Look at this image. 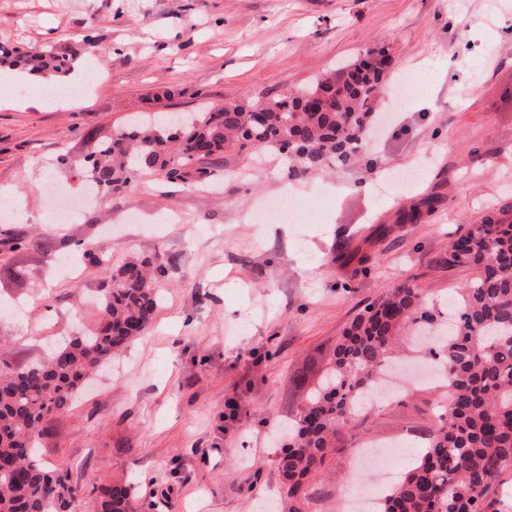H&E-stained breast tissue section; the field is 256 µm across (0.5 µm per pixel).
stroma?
Listing matches in <instances>:
<instances>
[{
    "label": "stroma",
    "mask_w": 512,
    "mask_h": 512,
    "mask_svg": "<svg viewBox=\"0 0 512 512\" xmlns=\"http://www.w3.org/2000/svg\"><path fill=\"white\" fill-rule=\"evenodd\" d=\"M98 49L76 72L93 85L82 107L53 83L19 96L0 82V191L21 210L0 212V360H43L53 341L95 330L101 272L52 270L74 250H160L167 272L149 330L106 365L65 411L47 420L40 457L65 467L95 512L110 487L132 484L152 512H261L279 496L273 434L317 386L338 336L364 306L412 280L444 300L474 269L434 266L460 225L512 196V0H0V43L23 50ZM390 52L386 87L425 75L399 110L377 108L366 160L336 173L288 177L266 150H231L187 182L145 177L137 192L89 205L74 223H52L59 181L80 196L75 172L50 169L141 112H195L207 104L300 91L372 48ZM444 203L420 224L396 211L418 195ZM304 206L300 224L253 222L280 197ZM182 215L179 224L165 216ZM391 231L369 243L377 225ZM37 250H17L18 237ZM443 379L371 402L355 437L405 448L403 473L438 418ZM325 512H345L353 489L389 488L380 468L359 470L348 452Z\"/></svg>",
    "instance_id": "stroma-1"
}]
</instances>
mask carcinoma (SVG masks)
Masks as SVG:
<instances>
[{
  "label": "carcinoma",
  "instance_id": "cac0c4a2",
  "mask_svg": "<svg viewBox=\"0 0 512 512\" xmlns=\"http://www.w3.org/2000/svg\"><path fill=\"white\" fill-rule=\"evenodd\" d=\"M77 53L53 45L23 52L0 45V65L63 79ZM385 74L362 59L317 78L300 92L205 107L184 118L155 113L98 140L78 166L103 197L131 192L158 174L169 183L188 177L194 161L217 159L237 147L288 153V176L345 167L369 151L367 126ZM429 193L399 211L395 223L420 224L442 203ZM82 258L103 273L96 331L76 336L39 364H0V512H73L78 489L68 470H48L36 442L48 418L68 408L85 380L151 325L162 296V253L131 255L120 263L91 250ZM440 267H470L477 276L454 291L448 311L406 282L368 303L336 341L319 385L286 426L276 460L280 508L317 512L314 486L331 476L336 451L352 444V422L363 414L360 387L371 386L396 353L399 337L448 314L450 332L430 349L446 367L447 402L425 450L392 485L377 512H503L489 500L500 476L512 468V198L455 233ZM99 512H137L131 485L105 493Z\"/></svg>",
  "mask_w": 512,
  "mask_h": 512
}]
</instances>
